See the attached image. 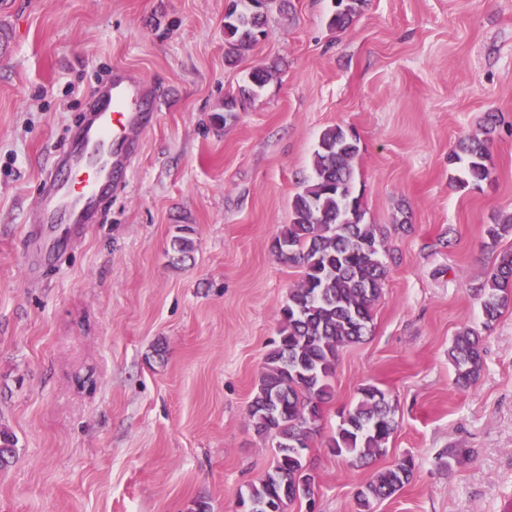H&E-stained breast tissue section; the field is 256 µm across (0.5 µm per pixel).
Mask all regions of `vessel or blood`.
<instances>
[{
    "instance_id": "obj_1",
    "label": "vessel or blood",
    "mask_w": 512,
    "mask_h": 512,
    "mask_svg": "<svg viewBox=\"0 0 512 512\" xmlns=\"http://www.w3.org/2000/svg\"><path fill=\"white\" fill-rule=\"evenodd\" d=\"M146 85L125 78L104 83L44 175L35 219L25 237L52 259L64 235L80 234L112 197V185L133 153L132 134L150 122Z\"/></svg>"
}]
</instances>
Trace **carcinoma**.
<instances>
[{"label":"carcinoma","instance_id":"cac0c4a2","mask_svg":"<svg viewBox=\"0 0 512 512\" xmlns=\"http://www.w3.org/2000/svg\"><path fill=\"white\" fill-rule=\"evenodd\" d=\"M276 0H229L224 14L226 62L237 63L266 33L268 12ZM366 0H334L329 25L347 29ZM269 70L249 73V86L240 97L224 101V116H232L242 100L263 87ZM356 133L340 125L327 127L314 151L313 174L292 202L290 223L275 237L273 247L301 270V281L288 289L280 309L279 340L266 355L264 371L249 404V420L260 435L276 440L275 462L258 482L240 495L244 512H287L288 504L311 495L305 455L320 433L323 408L333 399L332 379L340 350L363 340L373 321L374 307L383 295L387 268L382 260L385 236L365 222L362 195L356 193L353 159L359 154ZM452 161H465L463 188L479 190L492 174L487 142L477 136L459 143ZM188 228L174 237L173 249L182 261L193 251ZM492 244L512 236V213L486 226ZM482 327L489 330L502 311L512 305V249L500 252L486 281L477 289ZM448 357L456 384L466 388L480 376L483 360L480 334L462 327L451 340ZM390 394L373 383L360 389L358 403L341 414L337 431L327 443L350 466L382 455L396 430ZM16 440L0 424V467L16 456ZM415 464L407 457L361 487L359 507L370 500L394 496L414 476Z\"/></svg>","mask_w":512,"mask_h":512}]
</instances>
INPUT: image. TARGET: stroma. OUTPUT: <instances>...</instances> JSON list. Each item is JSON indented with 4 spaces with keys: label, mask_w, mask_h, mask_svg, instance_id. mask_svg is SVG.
Wrapping results in <instances>:
<instances>
[{
    "label": "stroma",
    "mask_w": 512,
    "mask_h": 512,
    "mask_svg": "<svg viewBox=\"0 0 512 512\" xmlns=\"http://www.w3.org/2000/svg\"><path fill=\"white\" fill-rule=\"evenodd\" d=\"M226 5L0 0V423L17 438L0 512H241L240 489L274 461L248 406L300 280L271 243L336 124L360 138L355 186L388 275L306 452L314 495L288 512H357V490L407 456L413 481L370 512H512V306L483 334L474 384L458 387L448 358L512 247L484 233L512 212V0H367L343 31L333 0H288L236 66ZM118 71L157 91L153 122L97 222L52 261L28 258L41 179ZM489 112L492 175L470 191L448 156ZM184 224L195 251L177 262ZM367 383L392 397L397 429L353 468L323 440ZM272 77V73L269 70L264 69H254L249 73L248 76V87H243L240 91V98L238 99L236 96H229L224 101V122L227 121V117H231V112H236L238 105L242 102V98L246 99L250 96L251 93L254 92L255 89L262 88L268 80Z\"/></svg>",
    "instance_id": "35a3bbf8"
}]
</instances>
